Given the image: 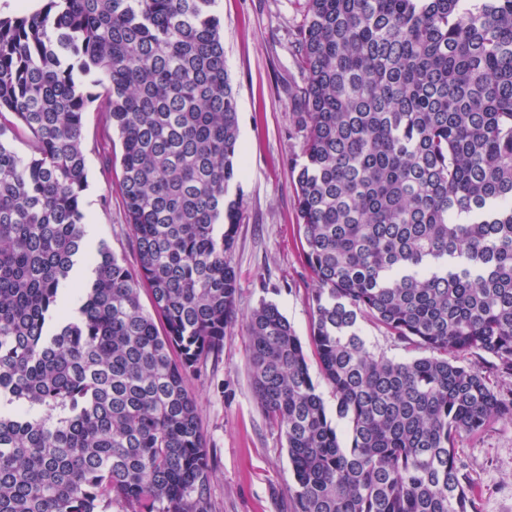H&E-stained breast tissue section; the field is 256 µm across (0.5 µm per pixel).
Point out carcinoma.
<instances>
[{"label": "carcinoma", "instance_id": "carcinoma-1", "mask_svg": "<svg viewBox=\"0 0 512 512\" xmlns=\"http://www.w3.org/2000/svg\"><path fill=\"white\" fill-rule=\"evenodd\" d=\"M215 2L0 16V512H211L186 379L236 318L242 214ZM295 51L311 342L335 412L277 305L247 319L295 512H479L456 445L512 402L457 356L512 374V0H307ZM87 76L121 141L132 270L86 238ZM364 320L427 355L375 354Z\"/></svg>", "mask_w": 512, "mask_h": 512}]
</instances>
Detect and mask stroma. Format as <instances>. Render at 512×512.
I'll list each match as a JSON object with an SVG mask.
<instances>
[{"label": "stroma", "mask_w": 512, "mask_h": 512, "mask_svg": "<svg viewBox=\"0 0 512 512\" xmlns=\"http://www.w3.org/2000/svg\"><path fill=\"white\" fill-rule=\"evenodd\" d=\"M214 10L224 22L245 169L232 254L238 317L221 351L201 363L187 385L212 455L211 512H295L286 437L253 395L246 318L261 302L275 303L302 342L310 340L314 283L301 251L291 170L301 148L288 135L292 93L302 82L293 45L305 23V0H216ZM83 151L89 241L107 244L119 261L135 267L132 230L120 194L111 189L121 178L120 138L92 106L84 114ZM458 448L480 512H512V421H493L463 436Z\"/></svg>", "instance_id": "stroma-1"}]
</instances>
